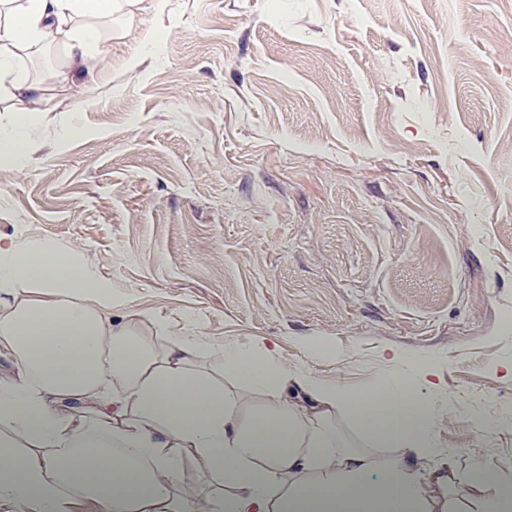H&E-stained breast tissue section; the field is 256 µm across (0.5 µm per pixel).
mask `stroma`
<instances>
[{"label":"stroma","instance_id":"stroma-1","mask_svg":"<svg viewBox=\"0 0 512 512\" xmlns=\"http://www.w3.org/2000/svg\"><path fill=\"white\" fill-rule=\"evenodd\" d=\"M0 166V237L73 249L154 343L415 375L438 447L512 477V0H141ZM439 380L423 379L424 362Z\"/></svg>","mask_w":512,"mask_h":512}]
</instances>
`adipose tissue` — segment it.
Segmentation results:
<instances>
[{
    "label": "adipose tissue",
    "mask_w": 512,
    "mask_h": 512,
    "mask_svg": "<svg viewBox=\"0 0 512 512\" xmlns=\"http://www.w3.org/2000/svg\"><path fill=\"white\" fill-rule=\"evenodd\" d=\"M119 0H0V164L25 154L46 90L18 61L61 46L67 67L97 59V23ZM204 337L157 349L113 321L112 286L51 242L0 238V495L63 512L70 490L104 512H512V478L477 461L466 471L437 448L412 377L364 392L324 385L257 344L225 346L224 366L246 383L230 391L196 359ZM273 397L245 414L247 392ZM348 411L376 444L377 462L341 447L325 422ZM194 467L223 496L179 482Z\"/></svg>",
    "instance_id": "obj_1"
}]
</instances>
